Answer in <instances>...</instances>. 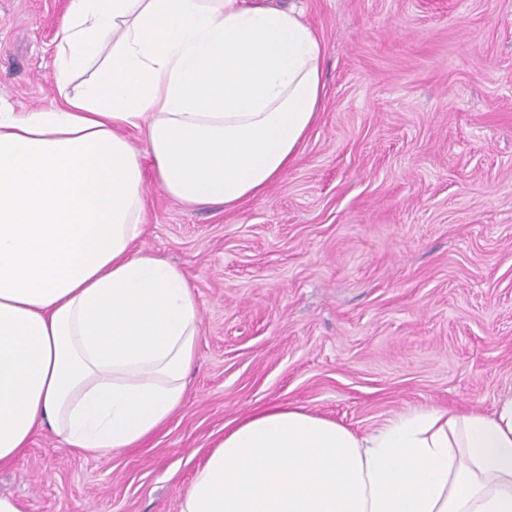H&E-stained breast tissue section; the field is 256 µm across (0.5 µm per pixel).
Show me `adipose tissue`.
I'll return each mask as SVG.
<instances>
[{"label": "adipose tissue", "instance_id": "ef3b65f1", "mask_svg": "<svg viewBox=\"0 0 512 512\" xmlns=\"http://www.w3.org/2000/svg\"><path fill=\"white\" fill-rule=\"evenodd\" d=\"M325 51L271 0H70L51 106L0 104V466L40 426L96 457L138 448L183 405L199 308L139 246L146 185L197 208L263 193L316 121ZM178 512H512V386L363 432L253 410Z\"/></svg>", "mask_w": 512, "mask_h": 512}]
</instances>
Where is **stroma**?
Wrapping results in <instances>:
<instances>
[{"label":"stroma","instance_id":"obj_1","mask_svg":"<svg viewBox=\"0 0 512 512\" xmlns=\"http://www.w3.org/2000/svg\"><path fill=\"white\" fill-rule=\"evenodd\" d=\"M69 0H0V100L48 106ZM326 95L294 165L236 208L148 186L140 242L185 274L184 404L108 458L35 430L25 512H178L224 429L272 402L354 430L512 384V0H301Z\"/></svg>","mask_w":512,"mask_h":512}]
</instances>
